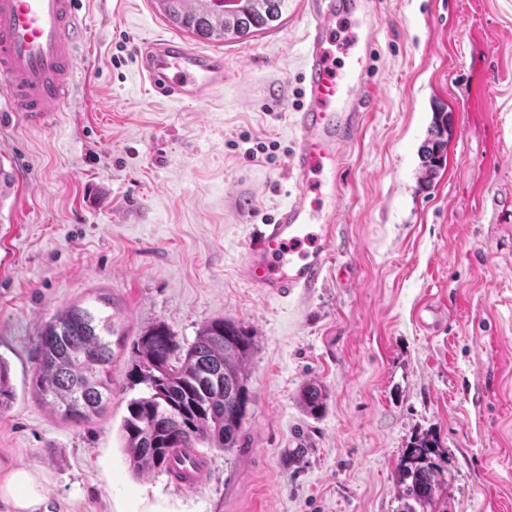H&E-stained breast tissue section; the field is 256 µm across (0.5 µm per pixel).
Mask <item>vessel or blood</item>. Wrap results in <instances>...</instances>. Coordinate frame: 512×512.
<instances>
[{
  "label": "vessel or blood",
  "instance_id": "obj_1",
  "mask_svg": "<svg viewBox=\"0 0 512 512\" xmlns=\"http://www.w3.org/2000/svg\"><path fill=\"white\" fill-rule=\"evenodd\" d=\"M82 0H0V105L43 126L70 99L78 77ZM303 102L287 164L296 191L275 215L253 225L239 277L264 297L322 287L336 241V209L347 155L375 95L377 0H305ZM361 16L365 29L336 40L339 21ZM138 70L156 96L209 102L224 86V58L171 39L140 41Z\"/></svg>",
  "mask_w": 512,
  "mask_h": 512
}]
</instances>
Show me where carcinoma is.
I'll use <instances>...</instances> for the list:
<instances>
[{"instance_id": "1", "label": "carcinoma", "mask_w": 512, "mask_h": 512, "mask_svg": "<svg viewBox=\"0 0 512 512\" xmlns=\"http://www.w3.org/2000/svg\"><path fill=\"white\" fill-rule=\"evenodd\" d=\"M177 28L216 42L240 39L274 27L288 0H155ZM448 117L433 115L422 154L421 179L431 181L444 162ZM91 306L74 303L58 311L40 332L38 356L30 387L36 399L63 420L80 424L99 414L112 395L113 347L125 346L113 321ZM253 335L239 322L217 318L199 329L188 345H180L164 323H156L133 343L130 388L143 386L129 400L121 423L129 469L136 473H174V461L200 448L226 452L237 446L253 403L245 363ZM16 395L9 363L0 357V412ZM298 401L311 417L324 409L319 385H305ZM442 451L428 436L405 449L398 463L402 512H416L439 496Z\"/></svg>"}]
</instances>
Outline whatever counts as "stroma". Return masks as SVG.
<instances>
[{"label": "stroma", "mask_w": 512, "mask_h": 512, "mask_svg": "<svg viewBox=\"0 0 512 512\" xmlns=\"http://www.w3.org/2000/svg\"><path fill=\"white\" fill-rule=\"evenodd\" d=\"M91 82L46 128L0 112V470L44 477L50 512H401L397 463L420 436L444 452L425 512H512V0H379L377 97L349 150L333 273L265 298L238 275L252 225L287 201L308 18L235 42L194 37L155 0H86ZM176 38L224 57L201 105L156 97L135 47ZM445 167L420 181L433 115ZM271 158L249 160L257 143ZM354 266L348 283L337 271ZM126 349L98 416L63 421L29 391L44 323L98 292ZM248 327L254 396L236 448L202 449L193 488L133 474L120 433L129 346L162 322L180 344L216 318ZM321 386L322 417L297 395ZM16 395L9 363L0 357V412L8 409Z\"/></svg>", "instance_id": "35a3bbf8"}]
</instances>
